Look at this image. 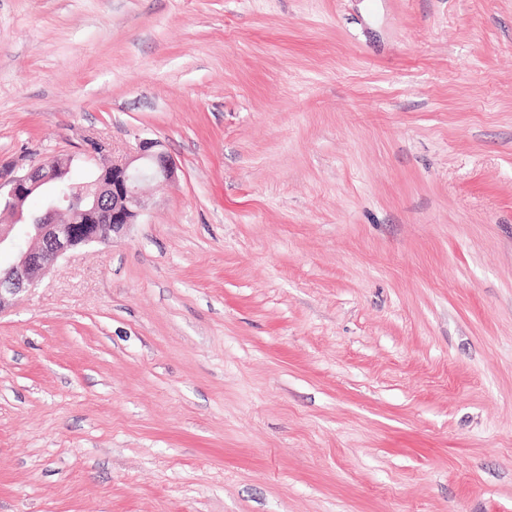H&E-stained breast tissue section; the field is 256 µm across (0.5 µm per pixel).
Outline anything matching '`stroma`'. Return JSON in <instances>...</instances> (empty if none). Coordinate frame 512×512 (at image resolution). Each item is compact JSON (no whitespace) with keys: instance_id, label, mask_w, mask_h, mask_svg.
Wrapping results in <instances>:
<instances>
[{"instance_id":"obj_1","label":"stroma","mask_w":512,"mask_h":512,"mask_svg":"<svg viewBox=\"0 0 512 512\" xmlns=\"http://www.w3.org/2000/svg\"><path fill=\"white\" fill-rule=\"evenodd\" d=\"M177 177L0 312V512H512V0H0V163Z\"/></svg>"}]
</instances>
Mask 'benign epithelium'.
<instances>
[{"label":"benign epithelium","mask_w":512,"mask_h":512,"mask_svg":"<svg viewBox=\"0 0 512 512\" xmlns=\"http://www.w3.org/2000/svg\"><path fill=\"white\" fill-rule=\"evenodd\" d=\"M109 155L100 142L86 145L83 162L98 171L95 182L73 185L66 193L46 198L42 213L29 223L20 208L22 201L63 177L64 169L52 157L26 165H0V192L8 199L5 209L18 217L13 224L0 225V252L15 255L12 264L0 268V310L10 297L34 287L59 258L79 246L105 240L101 230L123 234L145 210L144 185L177 176L175 162L157 140H139L120 162L109 161ZM88 213L100 221L92 230L83 226Z\"/></svg>","instance_id":"obj_1"}]
</instances>
